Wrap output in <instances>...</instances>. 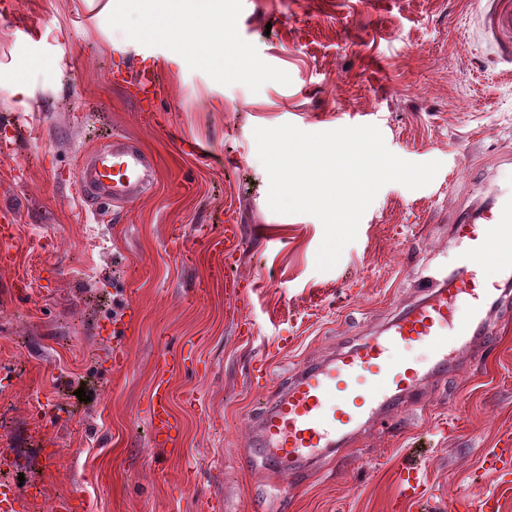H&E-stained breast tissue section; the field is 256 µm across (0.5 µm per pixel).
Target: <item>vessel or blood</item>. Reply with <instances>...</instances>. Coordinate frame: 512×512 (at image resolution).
Masks as SVG:
<instances>
[{"label":"vessel or blood","mask_w":512,"mask_h":512,"mask_svg":"<svg viewBox=\"0 0 512 512\" xmlns=\"http://www.w3.org/2000/svg\"><path fill=\"white\" fill-rule=\"evenodd\" d=\"M482 27L497 49L502 77L512 76V0H478ZM157 74L137 72L127 92L150 101ZM154 157L125 135H114L89 150L77 169V182L92 208L122 207L148 195L157 182ZM464 248L452 268L427 277L423 296L406 305L381 333L357 337L339 352L304 364L287 386L266 396L248 430L247 456L277 476L282 496L320 462L367 425L384 423L431 379L455 371L466 353H481L501 336L503 307L512 301V192L497 193L457 216L451 227ZM427 349L417 362L414 349ZM193 354L165 353L156 363L155 383L147 401L149 438L156 448L176 442L169 380L182 372ZM499 477L512 475V436L485 456ZM394 481L392 503L424 496L423 472L402 464ZM41 489L0 491V512H31Z\"/></svg>","instance_id":"obj_1"}]
</instances>
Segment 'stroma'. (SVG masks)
Here are the masks:
<instances>
[{"label":"stroma","mask_w":512,"mask_h":512,"mask_svg":"<svg viewBox=\"0 0 512 512\" xmlns=\"http://www.w3.org/2000/svg\"><path fill=\"white\" fill-rule=\"evenodd\" d=\"M0 0V204L15 240L0 264V449L45 504L81 492L88 512H390L391 473L409 447L429 450L424 475L442 501L467 504L499 479L487 449L512 433V329L497 350L426 385L389 423L355 435L288 493L274 474L236 458L259 410L253 361L268 360L269 390L299 366L378 332L422 294L428 270L452 258L449 223L512 184V81L497 76L478 39L476 0H222L224 75L209 54L140 33L126 0ZM27 100L12 91L23 62ZM156 70L153 111L126 93ZM373 114L387 148L440 162L426 187L381 188L355 242L332 269L316 268L319 219L268 206L253 131L290 123L306 132ZM122 133L159 163L154 191L94 216L72 182L84 151ZM239 225L231 261L206 234ZM241 296L224 288L225 274ZM133 304L113 366V316ZM195 349L205 369L171 382L176 447H152L147 398L162 350ZM97 394L78 400L79 382ZM195 391L202 405L187 407ZM61 408L58 454L45 460L32 403ZM458 427L440 433L451 405Z\"/></svg>","instance_id":"stroma-1"}]
</instances>
